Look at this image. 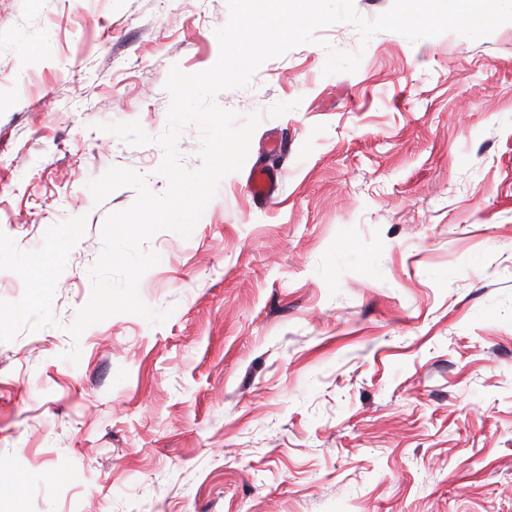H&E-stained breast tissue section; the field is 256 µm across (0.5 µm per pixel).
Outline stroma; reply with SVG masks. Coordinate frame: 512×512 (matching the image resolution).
Masks as SVG:
<instances>
[{
	"label": "stroma",
	"mask_w": 512,
	"mask_h": 512,
	"mask_svg": "<svg viewBox=\"0 0 512 512\" xmlns=\"http://www.w3.org/2000/svg\"><path fill=\"white\" fill-rule=\"evenodd\" d=\"M228 17L0 0V461L24 479L0 512H512V22L365 44L338 22L220 92L261 122L191 235L144 245L168 318L68 333L136 198L89 181L164 192L169 71L213 66ZM323 39L358 69L324 74ZM131 121L151 143L101 129ZM273 186V177L268 170L265 168L253 170L248 188L254 198L270 200L274 192Z\"/></svg>",
	"instance_id": "35a3bbf8"
}]
</instances>
